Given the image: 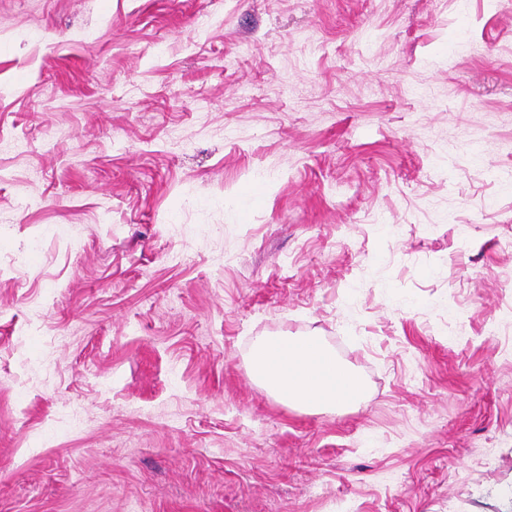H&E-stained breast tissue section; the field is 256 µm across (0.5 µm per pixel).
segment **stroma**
<instances>
[{"instance_id":"1","label":"stroma","mask_w":512,"mask_h":512,"mask_svg":"<svg viewBox=\"0 0 512 512\" xmlns=\"http://www.w3.org/2000/svg\"><path fill=\"white\" fill-rule=\"evenodd\" d=\"M510 237L496 0H0V512H512ZM252 375L268 393L315 411L356 403L364 383L314 337L278 336L256 349Z\"/></svg>"}]
</instances>
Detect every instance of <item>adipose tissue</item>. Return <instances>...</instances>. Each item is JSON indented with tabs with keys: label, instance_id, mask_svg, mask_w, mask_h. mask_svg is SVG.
<instances>
[{
	"label": "adipose tissue",
	"instance_id": "1",
	"mask_svg": "<svg viewBox=\"0 0 512 512\" xmlns=\"http://www.w3.org/2000/svg\"><path fill=\"white\" fill-rule=\"evenodd\" d=\"M252 375L268 393L315 411L356 403L364 383L316 338L279 336L256 349Z\"/></svg>",
	"mask_w": 512,
	"mask_h": 512
}]
</instances>
